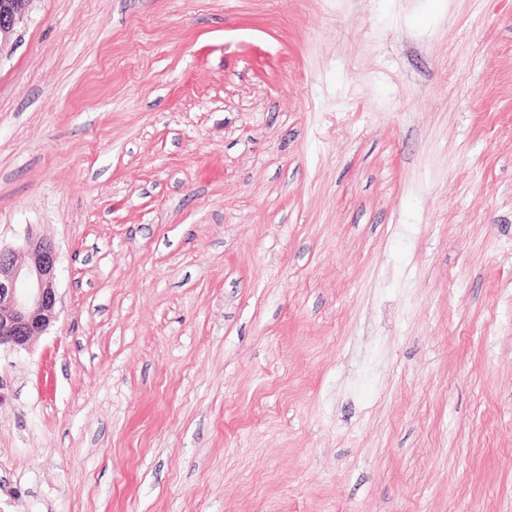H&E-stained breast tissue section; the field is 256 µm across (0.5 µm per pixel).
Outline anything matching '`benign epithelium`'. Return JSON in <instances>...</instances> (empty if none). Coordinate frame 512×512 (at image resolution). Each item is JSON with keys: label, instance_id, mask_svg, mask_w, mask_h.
I'll list each match as a JSON object with an SVG mask.
<instances>
[{"label": "benign epithelium", "instance_id": "benign-epithelium-1", "mask_svg": "<svg viewBox=\"0 0 512 512\" xmlns=\"http://www.w3.org/2000/svg\"><path fill=\"white\" fill-rule=\"evenodd\" d=\"M32 0H0V50L14 34L18 16ZM30 259L18 263V252ZM55 243L27 235L19 247L0 245V348L26 350L33 337L45 332L57 316Z\"/></svg>", "mask_w": 512, "mask_h": 512}]
</instances>
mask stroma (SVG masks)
<instances>
[{"label": "stroma", "instance_id": "obj_1", "mask_svg": "<svg viewBox=\"0 0 512 512\" xmlns=\"http://www.w3.org/2000/svg\"><path fill=\"white\" fill-rule=\"evenodd\" d=\"M0 512H512V0H32ZM30 259L18 263V252ZM55 243L28 234L19 247L0 244V349L27 350L31 340L45 332L57 316Z\"/></svg>", "mask_w": 512, "mask_h": 512}]
</instances>
